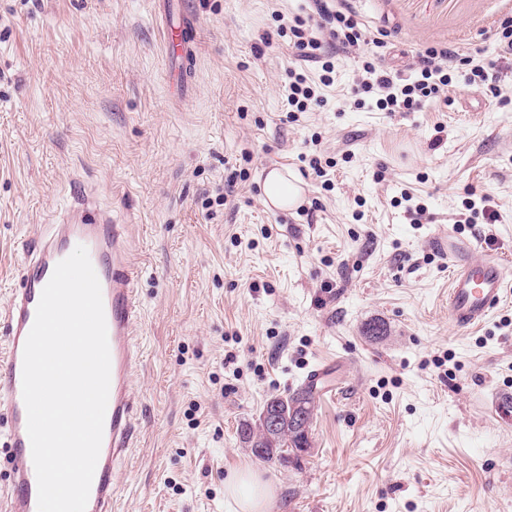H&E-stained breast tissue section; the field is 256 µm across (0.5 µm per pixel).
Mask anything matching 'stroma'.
<instances>
[{
    "instance_id": "stroma-1",
    "label": "stroma",
    "mask_w": 512,
    "mask_h": 512,
    "mask_svg": "<svg viewBox=\"0 0 512 512\" xmlns=\"http://www.w3.org/2000/svg\"><path fill=\"white\" fill-rule=\"evenodd\" d=\"M388 32L386 66L448 45L494 57L512 0H350ZM302 0H184L199 31L173 80L162 0H0V315L76 182L129 226L143 357L120 512H240L252 467L269 512H512V295L483 325L448 322L451 233L488 246L512 284V64L499 94L454 80L416 112L351 105L337 56L325 106L286 117L298 65L279 16ZM323 161L315 172L311 159ZM299 207H267L265 172ZM424 207L413 223L401 202ZM490 198L495 222L469 205ZM337 360L311 447L281 466L237 427ZM265 202H269L278 209L294 207V202L300 195V187L297 179L291 174L279 169L268 172L263 185ZM226 491L238 499L242 512H265L271 494L268 484L252 469L236 472L227 482Z\"/></svg>"
}]
</instances>
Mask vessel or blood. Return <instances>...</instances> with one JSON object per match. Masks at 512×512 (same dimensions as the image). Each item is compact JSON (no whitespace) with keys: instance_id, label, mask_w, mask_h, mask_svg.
Returning <instances> with one entry per match:
<instances>
[{"instance_id":"vessel-or-blood-1","label":"vessel or blood","mask_w":512,"mask_h":512,"mask_svg":"<svg viewBox=\"0 0 512 512\" xmlns=\"http://www.w3.org/2000/svg\"><path fill=\"white\" fill-rule=\"evenodd\" d=\"M85 246L101 285L110 352V387L101 449L91 484L87 512H114L117 491L112 474L137 436L131 374L140 362L134 326L140 317L137 272L129 259L127 227L101 209L92 189L78 185L69 205L52 223L31 227L30 249L20 270L21 286L13 291L0 340V416L7 429L0 442L8 448L10 479L0 512H38V485L27 411L22 394L23 350L45 285L56 265L76 246ZM456 240L448 242L452 278L448 319L457 328L484 323L504 298L506 282L499 258L463 257ZM334 362L319 364L306 376L321 393L335 394L330 381Z\"/></svg>"}]
</instances>
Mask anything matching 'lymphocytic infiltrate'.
<instances>
[{
	"label": "lymphocytic infiltrate",
	"instance_id": "obj_1",
	"mask_svg": "<svg viewBox=\"0 0 512 512\" xmlns=\"http://www.w3.org/2000/svg\"><path fill=\"white\" fill-rule=\"evenodd\" d=\"M307 2V14L294 15L281 24L279 34L287 38L301 60L319 64L321 74L314 81L304 73L289 70L284 94L288 112H305L322 105L316 87L332 81L335 64L329 58L330 52L347 54L363 44L373 45L374 50L361 61V80L355 92L376 95L377 107L385 112H413L425 102L441 97L452 84L456 70L463 66L469 69V84L487 85L496 66L495 61H478L447 46H430L413 57L411 76L401 78L384 65L387 41L370 33L348 0Z\"/></svg>",
	"mask_w": 512,
	"mask_h": 512
}]
</instances>
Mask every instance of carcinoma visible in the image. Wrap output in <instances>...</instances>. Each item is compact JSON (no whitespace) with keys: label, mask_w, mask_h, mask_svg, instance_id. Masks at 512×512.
Here are the masks:
<instances>
[{"label":"carcinoma","mask_w":512,"mask_h":512,"mask_svg":"<svg viewBox=\"0 0 512 512\" xmlns=\"http://www.w3.org/2000/svg\"><path fill=\"white\" fill-rule=\"evenodd\" d=\"M315 393L308 385H302L291 393L281 396L275 395L266 400V404L275 403L280 407L282 423L279 431L270 436L267 434L262 419L255 422L245 421L240 425V438L250 446L253 452L264 449L262 459L275 460L281 464L291 462V454L310 447L309 437L305 436L294 426L293 407L301 406L305 422L311 423L313 419Z\"/></svg>","instance_id":"cac0c4a2"}]
</instances>
